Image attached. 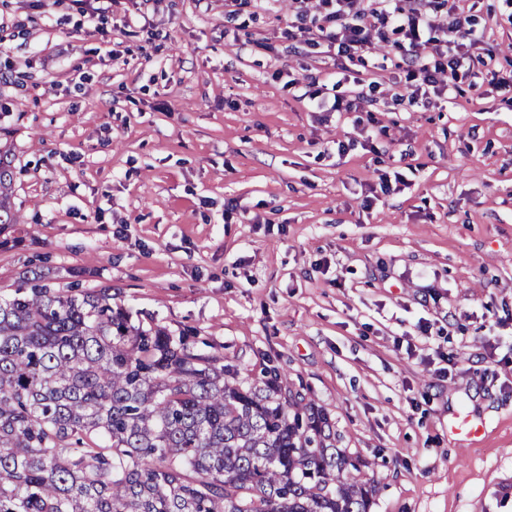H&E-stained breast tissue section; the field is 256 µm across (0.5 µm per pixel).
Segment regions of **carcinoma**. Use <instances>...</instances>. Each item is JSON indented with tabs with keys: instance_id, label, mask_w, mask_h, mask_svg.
<instances>
[{
	"instance_id": "carcinoma-1",
	"label": "carcinoma",
	"mask_w": 512,
	"mask_h": 512,
	"mask_svg": "<svg viewBox=\"0 0 512 512\" xmlns=\"http://www.w3.org/2000/svg\"><path fill=\"white\" fill-rule=\"evenodd\" d=\"M0 153V226L17 224ZM275 366L240 381L112 289L0 293V512H370L374 478Z\"/></svg>"
}]
</instances>
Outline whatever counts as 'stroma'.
I'll return each mask as SVG.
<instances>
[{
    "mask_svg": "<svg viewBox=\"0 0 512 512\" xmlns=\"http://www.w3.org/2000/svg\"><path fill=\"white\" fill-rule=\"evenodd\" d=\"M460 6L495 66L421 108L393 101L404 52L288 40L283 0H120L99 31L0 0V292L43 259L238 378L278 366L369 462L372 512H512V0ZM309 73L329 102L374 86L372 123L312 110ZM13 171L11 162L0 152V230L5 224L19 223L20 215L12 206Z\"/></svg>",
    "mask_w": 512,
    "mask_h": 512,
    "instance_id": "stroma-1",
    "label": "stroma"
}]
</instances>
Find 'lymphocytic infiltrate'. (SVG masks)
I'll return each mask as SVG.
<instances>
[{
  "instance_id": "f902f5d3",
  "label": "lymphocytic infiltrate",
  "mask_w": 512,
  "mask_h": 512,
  "mask_svg": "<svg viewBox=\"0 0 512 512\" xmlns=\"http://www.w3.org/2000/svg\"><path fill=\"white\" fill-rule=\"evenodd\" d=\"M319 5L322 23L309 45L326 41L337 58L349 60L374 36L398 49L413 47L398 85L408 90L410 103L425 107L433 97L460 91L473 62L471 49L483 37L448 0H414L406 7L397 0H319Z\"/></svg>"
}]
</instances>
